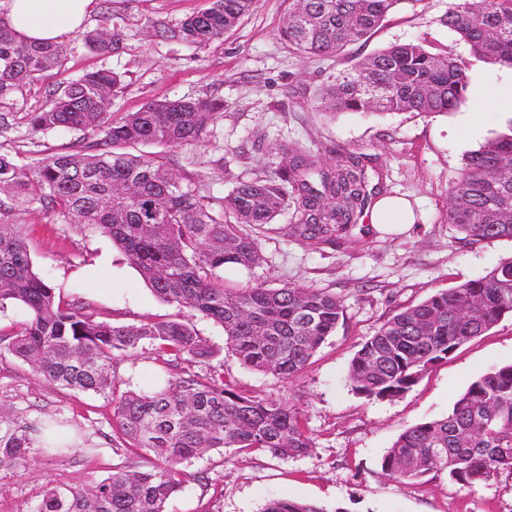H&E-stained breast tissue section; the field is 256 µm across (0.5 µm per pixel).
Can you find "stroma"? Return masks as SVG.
I'll list each match as a JSON object with an SVG mask.
<instances>
[{"label": "stroma", "mask_w": 512, "mask_h": 512, "mask_svg": "<svg viewBox=\"0 0 512 512\" xmlns=\"http://www.w3.org/2000/svg\"><path fill=\"white\" fill-rule=\"evenodd\" d=\"M449 4L404 0L367 44L348 49L361 58L393 43L419 41L462 59L470 78L484 81L487 102L476 109L465 101L447 114L365 117L316 111L315 91L337 63L299 56L280 40L288 0H257L236 28L202 48L162 38L158 31L177 28L208 9L211 0H99L85 27L95 29L110 17L124 32L123 50L103 57L78 37L66 40V77L100 68L124 75V87L112 100L114 117L151 100L223 99L224 113L211 125L205 145L162 150L175 171L201 175L214 195H226L254 171L285 164L283 146L300 145L325 161L335 150L363 152L370 187L406 199L413 210L414 222L403 232L377 230L364 217L336 246L289 237L286 224H274L259 237L260 264L225 269L231 288L287 282L328 290L343 299L346 319L307 368L283 380L242 366L225 349L223 329L193 317L199 335L218 349L225 380L243 394L296 410L314 446L285 459L233 448L203 450L187 464L192 479L166 512H261L277 497L312 503L323 512H512V473L490 485L456 483L440 471L400 484L381 469L383 456L404 430L446 416L471 381L512 363L511 316L462 345L404 396L368 399L346 380L353 356L388 317L437 290L480 278L512 257V239L471 247L448 222V189L466 155L512 122L494 104L505 67L471 58L468 47L440 22ZM68 142L54 134L32 141L19 126L0 136V153L29 158L34 150L58 151ZM4 221L20 225L35 270L64 300L86 302L119 325L178 317V309L152 293L109 238L81 234L37 206L13 211ZM159 371L149 346L142 345L118 362L116 377L144 387ZM1 415L39 426L56 422L63 439L86 436L97 451L77 460L31 448L23 465L0 468V512H32L45 490L95 482L117 461L104 441L112 431L109 399L46 384L7 354L0 356Z\"/></svg>", "instance_id": "35a3bbf8"}]
</instances>
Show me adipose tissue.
<instances>
[{
    "label": "adipose tissue",
    "instance_id": "ef3b65f1",
    "mask_svg": "<svg viewBox=\"0 0 512 512\" xmlns=\"http://www.w3.org/2000/svg\"><path fill=\"white\" fill-rule=\"evenodd\" d=\"M97 0H8L5 19L22 39L58 43L80 30Z\"/></svg>",
    "mask_w": 512,
    "mask_h": 512
}]
</instances>
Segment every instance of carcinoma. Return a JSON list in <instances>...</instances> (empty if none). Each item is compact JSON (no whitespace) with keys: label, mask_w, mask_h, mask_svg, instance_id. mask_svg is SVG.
<instances>
[{"label":"carcinoma","mask_w":512,"mask_h":512,"mask_svg":"<svg viewBox=\"0 0 512 512\" xmlns=\"http://www.w3.org/2000/svg\"><path fill=\"white\" fill-rule=\"evenodd\" d=\"M404 0H291L279 36L294 51L340 57L364 44ZM254 0H212L187 17L172 37L209 44L248 14ZM440 23L471 55L512 68V0H453ZM99 56L119 52L124 34L103 24L80 34ZM59 44L18 38L0 18V134L20 117L33 136L59 131L79 137L63 151L28 166L0 153V211L38 204L73 228L110 238L152 292L180 310L212 320L225 347L242 365L283 379L304 370L345 320L336 295L290 284L224 286V269L261 260L258 237L287 219L289 234L334 245L370 204L364 156L348 151L323 162L311 151L283 149L285 165L239 181L215 196L193 175H177L161 154L140 146L205 141L219 99H164L112 118V97L123 75L96 70L48 89L44 105L18 110L31 84L65 67ZM467 67L421 43L393 44L332 73L315 95L322 112L446 114L466 98ZM512 122L470 152L448 190V223L474 246L512 239ZM22 306L26 317L0 331V353L29 365L43 382L112 400V472L86 486L45 491L34 512H165L191 475L184 465L205 448H239L274 457L307 454L313 441L285 404L243 395L212 365L219 351L177 318L140 325L98 319L84 304L65 303L33 270L17 224H0V308ZM512 315V258L486 275L390 316L355 353L347 374L352 389L372 399L399 397L460 346ZM143 344L152 347L167 377L140 390H120L114 362ZM206 365L200 374L187 361ZM32 424L0 418V468L26 461ZM145 459L151 468L145 469ZM394 481L408 484L441 471L461 484H486L512 471V364L474 379L442 419L403 431L381 461ZM262 512H322L288 498Z\"/></svg>","instance_id":"obj_1"}]
</instances>
